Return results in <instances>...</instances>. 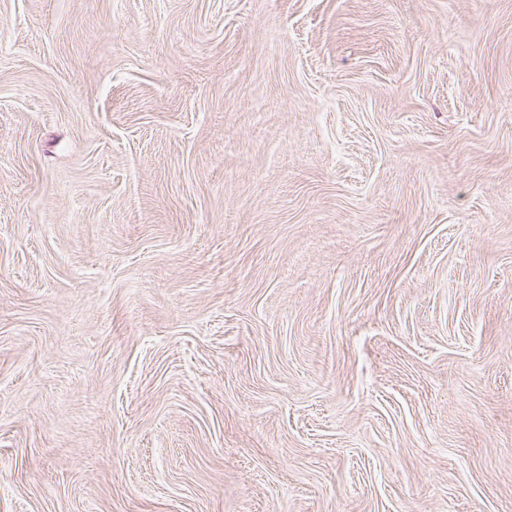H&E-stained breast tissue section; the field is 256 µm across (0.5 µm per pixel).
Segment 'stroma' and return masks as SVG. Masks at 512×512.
<instances>
[{"label":"stroma","mask_w":512,"mask_h":512,"mask_svg":"<svg viewBox=\"0 0 512 512\" xmlns=\"http://www.w3.org/2000/svg\"><path fill=\"white\" fill-rule=\"evenodd\" d=\"M0 512H512V0H0Z\"/></svg>","instance_id":"stroma-1"}]
</instances>
